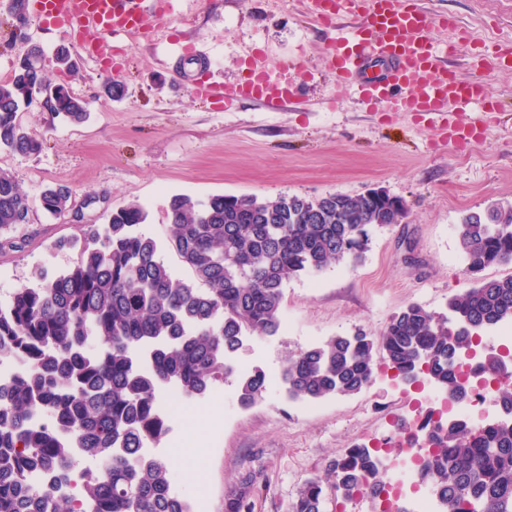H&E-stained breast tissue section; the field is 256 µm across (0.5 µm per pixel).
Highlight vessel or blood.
Returning <instances> with one entry per match:
<instances>
[{
	"mask_svg": "<svg viewBox=\"0 0 512 512\" xmlns=\"http://www.w3.org/2000/svg\"><path fill=\"white\" fill-rule=\"evenodd\" d=\"M306 5L317 27L336 31L330 68L337 89L354 90L368 109L442 117L474 108L490 112L483 84L463 79L438 62L432 25L415 0H306ZM35 7L56 27L92 29L105 37L145 30L140 0H35ZM346 14L358 16V23L346 31L336 29V21ZM479 65L512 67V44L495 45L480 56ZM218 96L275 108L291 101L294 88L251 67L239 83L221 87Z\"/></svg>",
	"mask_w": 512,
	"mask_h": 512,
	"instance_id": "b4317fda",
	"label": "vessel or blood"
}]
</instances>
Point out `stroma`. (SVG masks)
Wrapping results in <instances>:
<instances>
[{
    "label": "stroma",
    "mask_w": 512,
    "mask_h": 512,
    "mask_svg": "<svg viewBox=\"0 0 512 512\" xmlns=\"http://www.w3.org/2000/svg\"><path fill=\"white\" fill-rule=\"evenodd\" d=\"M417 3L434 22L435 38L453 43L441 62L481 81L499 106L461 141L445 140L430 117L372 112L352 91L337 96L327 61L331 37L312 27L300 0H149L163 24L133 44L123 35L108 39L112 53L101 60L86 57L72 37L34 12L25 39H14L9 2L0 0V82L34 44L49 81L85 99L90 112L76 125L40 105L22 110L19 119L40 141L39 152L0 150V172L34 203L28 223L0 230L1 303L32 284L35 268L59 273L77 260L75 250L56 243L80 236L82 224L37 204L58 184L70 188L72 207H84L83 224L143 206V232L185 282L192 274L167 244L173 195L315 199L379 188L405 204L406 219L376 229L360 263H332L285 284L275 335L246 336L234 360L266 374L262 400L241 407L230 381L198 402L194 420L170 418L153 453L168 462L174 492L194 512H224L225 494L248 476L255 480L251 512H288L305 482L326 479L332 461L364 432L397 448L393 422L418 393L390 390L383 356H376L373 380L362 392L315 402L288 398L285 362L333 336L358 330L379 336L412 303L446 311L449 299L474 285L459 243L462 217L512 204V69L473 66L486 37L512 42V0ZM444 17L453 30L440 27ZM61 45L70 47L74 69L55 65ZM251 63L287 76L294 104L227 105L209 94V87L239 82ZM108 78L121 85L119 96L104 95Z\"/></svg>",
    "instance_id": "35a3bbf8"
}]
</instances>
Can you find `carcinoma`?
Wrapping results in <instances>:
<instances>
[{"label":"carcinoma","mask_w":512,"mask_h":512,"mask_svg":"<svg viewBox=\"0 0 512 512\" xmlns=\"http://www.w3.org/2000/svg\"><path fill=\"white\" fill-rule=\"evenodd\" d=\"M38 101L69 123L89 115L86 101L50 85L42 51L31 47L0 83V149L39 151L19 120ZM39 203L60 215L71 207V190L49 188ZM28 209V196L1 172L0 230L22 223ZM405 217L403 202L377 189L317 199L177 194L168 245L193 283L175 278L156 240L141 231L142 206L83 225L69 242L78 251L72 267L52 276L37 271L33 284L0 305V356L21 365L0 390V512H191L171 489L169 464L144 452L169 432L164 391L172 386L200 401L232 378L240 405L255 404L265 375H238L230 363L243 332L276 334L285 282L330 262L362 261L371 229ZM458 234L476 281L448 301V313L413 303L390 317L377 343L358 331L299 350L282 370L288 396L318 401L362 391L379 350L395 377L425 373L454 398V359L474 347L473 336L512 322V277H478L512 263V205L466 215ZM39 412L49 423L36 419ZM437 444L428 469L441 512H512V408L479 426L450 425ZM377 452L356 444L333 461L334 493L352 500L380 483ZM80 455L102 467L78 469ZM41 471L46 485L30 490ZM250 497L245 480L226 493L224 512H250ZM324 499L322 482L310 479L291 512H323Z\"/></svg>","instance_id":"cac0c4a2"}]
</instances>
